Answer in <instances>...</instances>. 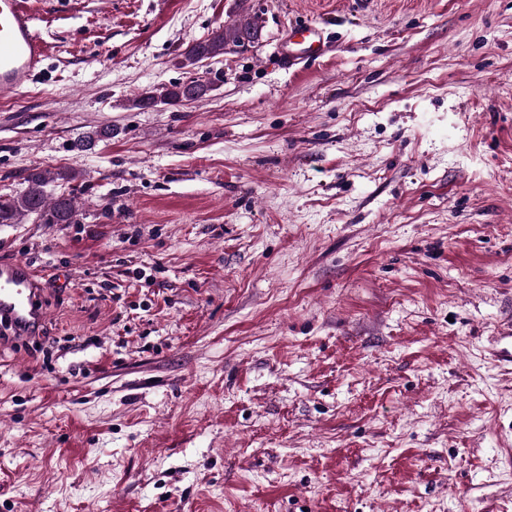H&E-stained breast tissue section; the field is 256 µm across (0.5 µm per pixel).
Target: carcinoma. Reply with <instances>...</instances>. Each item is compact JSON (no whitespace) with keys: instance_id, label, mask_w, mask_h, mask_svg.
I'll list each match as a JSON object with an SVG mask.
<instances>
[{"instance_id":"cac0c4a2","label":"carcinoma","mask_w":512,"mask_h":512,"mask_svg":"<svg viewBox=\"0 0 512 512\" xmlns=\"http://www.w3.org/2000/svg\"><path fill=\"white\" fill-rule=\"evenodd\" d=\"M261 25L258 19L245 17L230 24L218 27L203 40L188 45L183 53L182 64L192 66L204 59L219 57L230 46L245 48L259 41ZM194 92V99L209 94L211 87L191 90L186 83L164 86L135 101L142 108H150L157 103L176 104L187 99V93ZM112 136V130L97 131L77 139L72 150L84 152L92 149L103 138ZM75 174L69 170L33 169L25 176L26 189L19 195L0 197V224H18L24 218L33 216L43 224H74L80 211V196L77 190L50 198L46 187L56 181H74Z\"/></svg>"}]
</instances>
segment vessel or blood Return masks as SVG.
<instances>
[{"mask_svg":"<svg viewBox=\"0 0 512 512\" xmlns=\"http://www.w3.org/2000/svg\"><path fill=\"white\" fill-rule=\"evenodd\" d=\"M63 0H0V100L15 98L45 73L50 47L35 27L38 17L53 15ZM290 45L288 62L318 54L323 32L314 23L289 27L283 37ZM43 285L27 262L0 263V317L26 337L46 321Z\"/></svg>","mask_w":512,"mask_h":512,"instance_id":"b4317fda","label":"vessel or blood"}]
</instances>
